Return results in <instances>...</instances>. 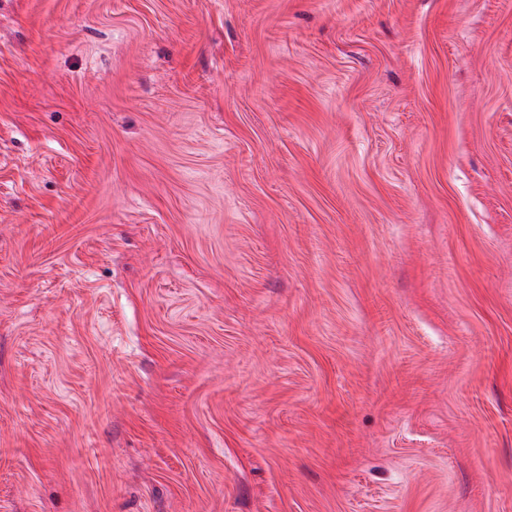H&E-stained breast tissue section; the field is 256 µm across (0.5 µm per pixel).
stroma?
I'll use <instances>...</instances> for the list:
<instances>
[{
  "label": "stroma",
  "mask_w": 512,
  "mask_h": 512,
  "mask_svg": "<svg viewBox=\"0 0 512 512\" xmlns=\"http://www.w3.org/2000/svg\"><path fill=\"white\" fill-rule=\"evenodd\" d=\"M0 512H512V0H0Z\"/></svg>",
  "instance_id": "obj_1"
}]
</instances>
